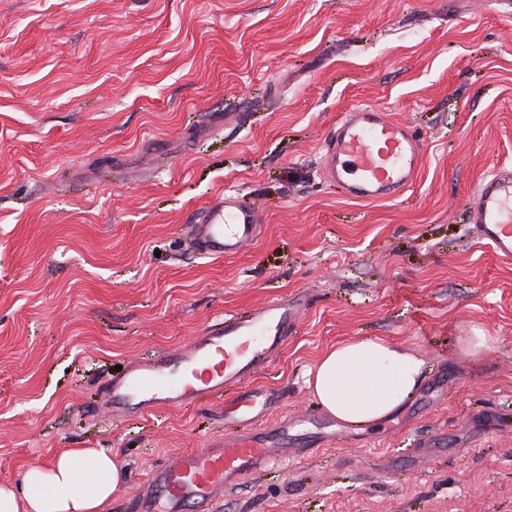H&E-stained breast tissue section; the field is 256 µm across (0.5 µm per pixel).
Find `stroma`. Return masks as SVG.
Masks as SVG:
<instances>
[{
  "mask_svg": "<svg viewBox=\"0 0 512 512\" xmlns=\"http://www.w3.org/2000/svg\"><path fill=\"white\" fill-rule=\"evenodd\" d=\"M409 123L416 183L346 198L321 171L342 112ZM512 165V0H0V483L71 448L115 455L110 512L147 470L224 431L201 401L114 421L117 366L293 295L296 332L257 384L327 422L307 385L337 345L425 362L391 420L313 441L214 512H512V260L465 203ZM266 215L213 259L188 225L224 192ZM492 342L477 360L471 328Z\"/></svg>",
  "mask_w": 512,
  "mask_h": 512,
  "instance_id": "35a3bbf8",
  "label": "stroma"
}]
</instances>
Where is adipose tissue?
<instances>
[{
	"label": "adipose tissue",
	"instance_id": "ef3b65f1",
	"mask_svg": "<svg viewBox=\"0 0 512 512\" xmlns=\"http://www.w3.org/2000/svg\"><path fill=\"white\" fill-rule=\"evenodd\" d=\"M424 362L383 339L344 342L319 358L308 386L325 411L351 425L389 418L418 387ZM114 455L72 448L29 466L19 484H0V512H108L124 482Z\"/></svg>",
	"mask_w": 512,
	"mask_h": 512
}]
</instances>
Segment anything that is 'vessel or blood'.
Returning a JSON list of instances; mask_svg holds the SVG:
<instances>
[{"label": "vessel or blood", "mask_w": 512, "mask_h": 512, "mask_svg": "<svg viewBox=\"0 0 512 512\" xmlns=\"http://www.w3.org/2000/svg\"><path fill=\"white\" fill-rule=\"evenodd\" d=\"M321 150L327 182L350 199L380 201L417 181L424 143L409 124L361 105L332 126ZM466 214L473 238L511 261L512 165L497 166L481 180ZM264 222L258 208L239 194L225 193L207 206L200 223L190 225L187 244L204 256L232 257L258 239ZM300 314L297 298L268 301L207 326L185 345L140 358L106 381L102 402L120 420L205 398L224 403L223 434L207 447L152 467L135 488V512H214L218 496L245 477L304 455L302 417H274L282 395L253 384L293 335Z\"/></svg>", "instance_id": "vessel-or-blood-1"}]
</instances>
